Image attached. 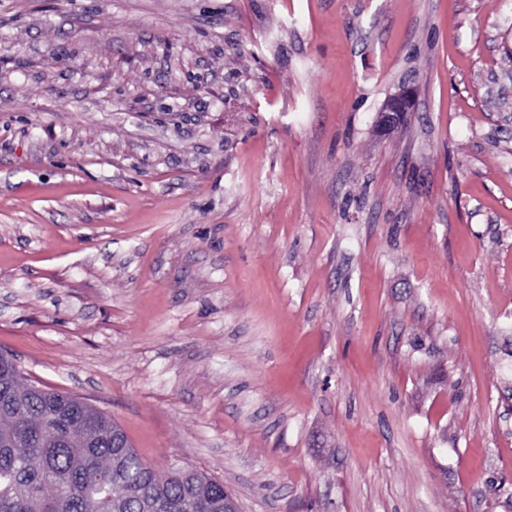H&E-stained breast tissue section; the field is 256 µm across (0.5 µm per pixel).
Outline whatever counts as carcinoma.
Listing matches in <instances>:
<instances>
[{
	"mask_svg": "<svg viewBox=\"0 0 512 512\" xmlns=\"http://www.w3.org/2000/svg\"><path fill=\"white\" fill-rule=\"evenodd\" d=\"M0 512H224V484L143 461L82 398L42 388L0 354Z\"/></svg>",
	"mask_w": 512,
	"mask_h": 512,
	"instance_id": "obj_1",
	"label": "carcinoma"
}]
</instances>
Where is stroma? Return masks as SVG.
<instances>
[{
    "instance_id": "35a3bbf8",
    "label": "stroma",
    "mask_w": 512,
    "mask_h": 512,
    "mask_svg": "<svg viewBox=\"0 0 512 512\" xmlns=\"http://www.w3.org/2000/svg\"><path fill=\"white\" fill-rule=\"evenodd\" d=\"M1 352L241 512H512V0H0ZM409 105L410 91L408 88L391 97L381 114V122L384 128L390 130L399 125L403 120L405 112H408Z\"/></svg>"
}]
</instances>
